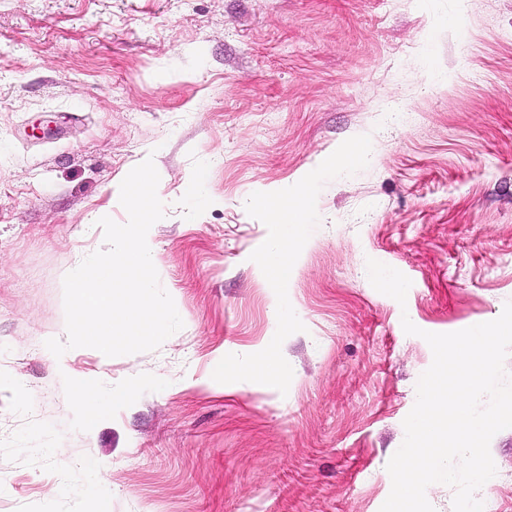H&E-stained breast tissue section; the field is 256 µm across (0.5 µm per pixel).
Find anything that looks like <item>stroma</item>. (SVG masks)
Returning a JSON list of instances; mask_svg holds the SVG:
<instances>
[{"label": "stroma", "mask_w": 512, "mask_h": 512, "mask_svg": "<svg viewBox=\"0 0 512 512\" xmlns=\"http://www.w3.org/2000/svg\"><path fill=\"white\" fill-rule=\"evenodd\" d=\"M368 166L326 182L288 296L304 331L287 393L213 380L273 338L276 296L245 209L346 139ZM153 158V263L183 328L157 349L68 351L74 372L167 379L69 428L45 347L63 278L125 223ZM407 276L405 303L367 259ZM512 300V0H0V512H380L434 333ZM485 512H512V429Z\"/></svg>", "instance_id": "1"}]
</instances>
